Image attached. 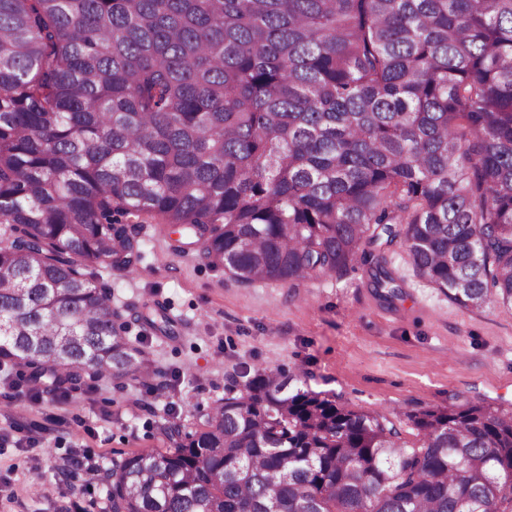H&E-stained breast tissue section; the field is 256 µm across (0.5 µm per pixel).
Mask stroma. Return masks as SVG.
<instances>
[{
    "label": "stroma",
    "mask_w": 512,
    "mask_h": 512,
    "mask_svg": "<svg viewBox=\"0 0 512 512\" xmlns=\"http://www.w3.org/2000/svg\"><path fill=\"white\" fill-rule=\"evenodd\" d=\"M160 225L139 233L135 273L105 270L112 306L131 321L147 354L151 382L83 384L65 396L31 398L0 383V512H105L98 474H80L72 498L59 473L87 454L100 467L113 456L162 451L156 428L175 411L184 422L223 399L229 379L256 364L280 371L303 364L312 389L356 410L405 413L421 407L484 402L512 407V309L472 312L415 270L408 254L389 253L402 295L385 302L361 267L317 276L305 285L238 282L194 254L159 240ZM164 305L175 322L169 337L134 325L137 314Z\"/></svg>",
    "instance_id": "35a3bbf8"
}]
</instances>
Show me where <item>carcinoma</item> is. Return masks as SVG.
<instances>
[{"mask_svg":"<svg viewBox=\"0 0 512 512\" xmlns=\"http://www.w3.org/2000/svg\"><path fill=\"white\" fill-rule=\"evenodd\" d=\"M146 216L242 284L359 264L392 302L398 248L512 309V0H0L1 372L144 380L95 269ZM311 377L255 366L159 422L109 512H512V411H411L409 446Z\"/></svg>","mask_w":512,"mask_h":512,"instance_id":"1","label":"carcinoma"}]
</instances>
